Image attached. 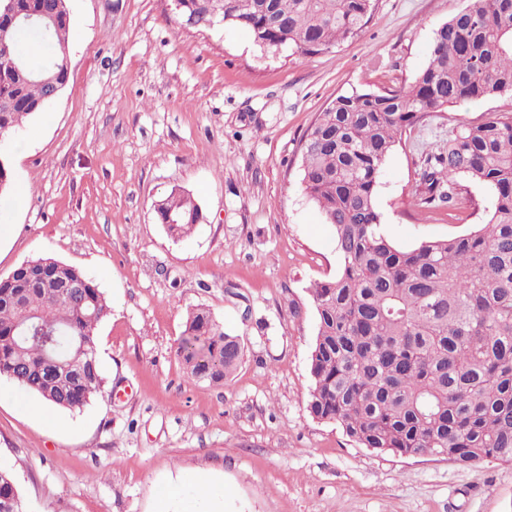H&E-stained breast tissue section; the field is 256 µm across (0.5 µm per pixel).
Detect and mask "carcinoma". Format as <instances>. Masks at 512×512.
<instances>
[{
	"label": "carcinoma",
	"instance_id": "cac0c4a2",
	"mask_svg": "<svg viewBox=\"0 0 512 512\" xmlns=\"http://www.w3.org/2000/svg\"><path fill=\"white\" fill-rule=\"evenodd\" d=\"M185 10L247 30L267 51L319 54L361 32L373 0H184ZM0 26L42 5L37 25L14 30L0 65V131L10 138L43 111L42 80L66 83L68 0H0ZM37 47L41 55L31 52ZM512 95V0H471L435 34L413 80L384 92L340 95L302 143V188L333 229L336 275L309 288L316 331L307 410L362 448L434 456L463 467L512 463V113L463 122L439 167L423 174L425 202L453 208L461 176L488 187L480 229L411 249L383 232L376 193L406 129L461 102ZM156 221L179 240L200 222L179 188L156 201ZM82 284L70 299L65 285ZM112 308L95 280L54 257L0 280V377L70 413L101 393L98 326ZM177 356L197 381L220 383L244 357L240 337L210 310L188 311ZM21 499L0 468V512Z\"/></svg>",
	"mask_w": 512,
	"mask_h": 512
}]
</instances>
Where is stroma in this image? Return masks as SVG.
<instances>
[{"mask_svg": "<svg viewBox=\"0 0 512 512\" xmlns=\"http://www.w3.org/2000/svg\"><path fill=\"white\" fill-rule=\"evenodd\" d=\"M470 0H375L354 39L298 58L225 23L185 27L171 0H70L68 81L0 144V279L52 256L92 276L112 306L97 332L102 394L54 424L0 379V465L25 512H512V464L358 447L307 410L310 285L336 244L300 183L301 148L337 96L409 84L435 31ZM512 112V97L408 128L376 204L402 248L470 233L492 196L459 178L458 203H419L456 118ZM203 221L170 239L154 219L171 187ZM209 309L245 356L219 385L176 355L188 309ZM210 493L199 497V481Z\"/></svg>", "mask_w": 512, "mask_h": 512, "instance_id": "1", "label": "stroma"}]
</instances>
